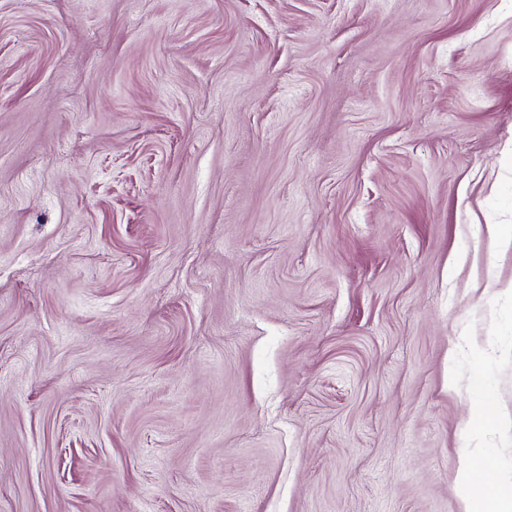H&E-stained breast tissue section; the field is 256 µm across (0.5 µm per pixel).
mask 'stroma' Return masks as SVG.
I'll list each match as a JSON object with an SVG mask.
<instances>
[{"label": "stroma", "mask_w": 512, "mask_h": 512, "mask_svg": "<svg viewBox=\"0 0 512 512\" xmlns=\"http://www.w3.org/2000/svg\"><path fill=\"white\" fill-rule=\"evenodd\" d=\"M491 224L512 0H0V512H464Z\"/></svg>", "instance_id": "35a3bbf8"}]
</instances>
